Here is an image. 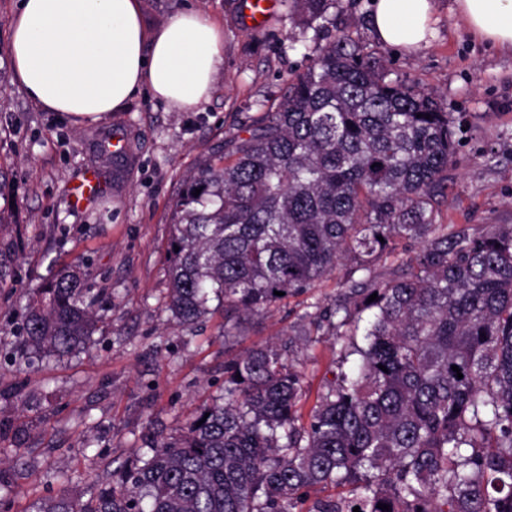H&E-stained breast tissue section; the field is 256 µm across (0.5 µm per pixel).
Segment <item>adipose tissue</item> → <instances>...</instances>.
<instances>
[{
	"label": "adipose tissue",
	"mask_w": 512,
	"mask_h": 512,
	"mask_svg": "<svg viewBox=\"0 0 512 512\" xmlns=\"http://www.w3.org/2000/svg\"><path fill=\"white\" fill-rule=\"evenodd\" d=\"M475 37L512 50V0H456ZM432 0H376L372 26L412 51L433 28ZM10 54L18 85L42 109L82 125L123 111L140 90L167 107L207 102L224 65V29L186 9L147 28L141 0H19Z\"/></svg>",
	"instance_id": "ef3b65f1"
}]
</instances>
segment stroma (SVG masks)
<instances>
[{
  "label": "stroma",
  "mask_w": 512,
  "mask_h": 512,
  "mask_svg": "<svg viewBox=\"0 0 512 512\" xmlns=\"http://www.w3.org/2000/svg\"><path fill=\"white\" fill-rule=\"evenodd\" d=\"M148 25L186 9L224 25V68L208 101L192 111L166 108L149 93L112 118L76 126L36 105L18 86L9 55L17 0H0V512H37L62 493L90 498L119 462L146 449V438L176 432L224 389V363L299 322L309 304L333 307L335 278L245 322L224 343V310L186 325L169 302L170 207L183 182L225 144L276 107L317 47L349 33L366 59L391 79L435 92L446 111L463 113L457 163L439 200L444 223L512 224V52L474 38L455 0H434V36L408 51L382 43L370 22L373 0H342L336 29L295 28L278 7L262 32L242 0H142ZM122 129L127 158L101 155L99 141ZM100 194L74 207L71 192L88 167ZM85 264L96 298V331L78 353L29 354L22 333L33 289L57 271ZM339 348L328 327L305 325L292 356L305 376L300 403L309 416L336 375Z\"/></svg>",
  "instance_id": "obj_1"
}]
</instances>
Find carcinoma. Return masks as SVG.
Here are the masks:
<instances>
[{"mask_svg": "<svg viewBox=\"0 0 512 512\" xmlns=\"http://www.w3.org/2000/svg\"><path fill=\"white\" fill-rule=\"evenodd\" d=\"M340 2L288 9L309 26ZM362 53L346 34L320 48L247 137L185 180L170 215L168 308L193 323L217 302L228 344L242 319L337 274L338 373L308 422L290 338L255 346L224 366L223 395L93 497L39 512H512V224L442 223L462 119ZM402 242L412 255L380 273ZM93 305L81 266L45 280L27 346L73 352ZM344 483L350 499L302 510L309 488Z\"/></svg>", "mask_w": 512, "mask_h": 512, "instance_id": "1", "label": "carcinoma"}]
</instances>
